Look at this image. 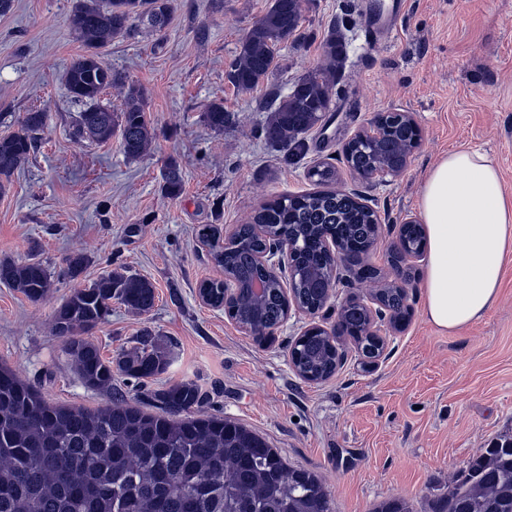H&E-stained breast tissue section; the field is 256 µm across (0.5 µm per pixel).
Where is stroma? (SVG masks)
I'll return each mask as SVG.
<instances>
[{"mask_svg":"<svg viewBox=\"0 0 512 512\" xmlns=\"http://www.w3.org/2000/svg\"><path fill=\"white\" fill-rule=\"evenodd\" d=\"M76 0H13L0 14V135L17 131L25 112L47 114L38 147L0 195V259H36L53 272L40 302L0 283V365L54 404L95 409L105 393L87 388L52 332L55 309L76 285L119 270L149 279L156 302L137 315L113 302L90 337L104 358L133 346L140 329L171 352L149 385L115 373L112 387L148 413L149 393L193 381L204 410L247 426L288 465L323 479L335 512H373L390 497L414 512L447 491L468 461L496 440L512 438V265L498 299L477 323L443 332L423 313L425 265L409 291L411 318L390 334L377 367H364L343 337L345 357L313 384L291 369L288 350L308 315L293 317L273 341L245 334L223 309L203 305L200 283L222 278L202 244V230L228 235L265 202L315 191L318 163L336 181L362 188L389 223L418 214L431 167L448 151H481L512 196V0H404L393 32L370 37L362 0H304L300 27L282 42L268 81L237 91L227 71L270 0H170L168 25L117 36L105 61L145 92L154 132L149 151L127 158L119 138L99 144L72 136L78 112L63 77L83 51L71 33ZM206 37H198L199 28ZM335 30L347 59L336 74L323 127L305 151L284 161L260 137L265 106L324 59ZM223 101L234 120L211 130L203 113ZM415 113L422 144L405 171L385 185H358L339 155L342 143L373 113ZM183 171L179 196L162 189L169 159ZM86 254L78 280L60 274L65 259Z\"/></svg>","mask_w":512,"mask_h":512,"instance_id":"stroma-1","label":"stroma"}]
</instances>
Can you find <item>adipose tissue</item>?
I'll use <instances>...</instances> for the list:
<instances>
[{"label":"adipose tissue","instance_id":"ef3b65f1","mask_svg":"<svg viewBox=\"0 0 512 512\" xmlns=\"http://www.w3.org/2000/svg\"><path fill=\"white\" fill-rule=\"evenodd\" d=\"M419 209L427 236L424 312L436 327L462 331L495 304L512 263V198L487 155L458 150L428 172Z\"/></svg>","mask_w":512,"mask_h":512}]
</instances>
